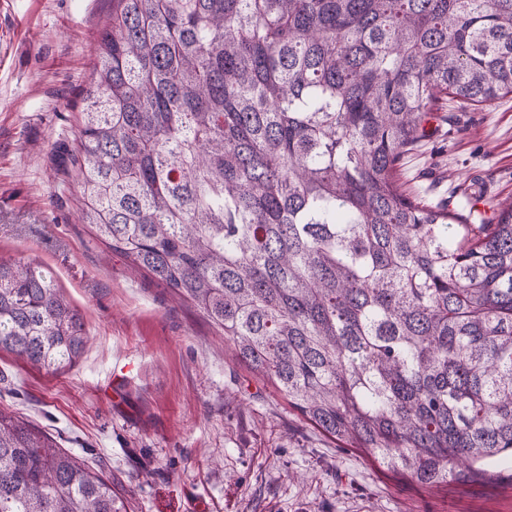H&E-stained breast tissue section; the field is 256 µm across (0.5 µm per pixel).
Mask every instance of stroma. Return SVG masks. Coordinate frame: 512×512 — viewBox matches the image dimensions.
<instances>
[{
    "label": "stroma",
    "mask_w": 512,
    "mask_h": 512,
    "mask_svg": "<svg viewBox=\"0 0 512 512\" xmlns=\"http://www.w3.org/2000/svg\"><path fill=\"white\" fill-rule=\"evenodd\" d=\"M112 0H0V258L50 268L85 322L76 364L51 373L0 351V409L112 482L128 512H512V462L433 487L325 437L240 362L193 305L132 273L80 223L61 144ZM404 152L410 198L512 201V95L440 100Z\"/></svg>",
    "instance_id": "stroma-1"
}]
</instances>
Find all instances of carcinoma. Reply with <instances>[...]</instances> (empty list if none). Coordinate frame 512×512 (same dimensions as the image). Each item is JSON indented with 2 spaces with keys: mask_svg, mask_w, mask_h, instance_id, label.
I'll list each match as a JSON object with an SVG mask.
<instances>
[{
  "mask_svg": "<svg viewBox=\"0 0 512 512\" xmlns=\"http://www.w3.org/2000/svg\"><path fill=\"white\" fill-rule=\"evenodd\" d=\"M512 95V0H112L67 151L81 221L197 306L326 436L422 486L512 460V204L478 224L396 179L441 96ZM85 347L0 259V349ZM0 512H126L0 410Z\"/></svg>",
  "mask_w": 512,
  "mask_h": 512,
  "instance_id": "cac0c4a2",
  "label": "carcinoma"
}]
</instances>
